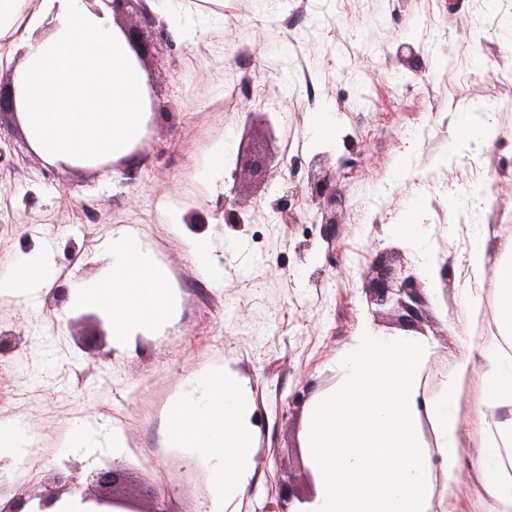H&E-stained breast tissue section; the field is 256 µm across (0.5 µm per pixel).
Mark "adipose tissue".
Returning <instances> with one entry per match:
<instances>
[{
	"label": "adipose tissue",
	"mask_w": 512,
	"mask_h": 512,
	"mask_svg": "<svg viewBox=\"0 0 512 512\" xmlns=\"http://www.w3.org/2000/svg\"><path fill=\"white\" fill-rule=\"evenodd\" d=\"M0 0V62L18 61L17 113L34 150L48 163L74 167L118 161L141 141L151 113L148 77L115 24L105 0ZM479 229L468 263L476 277L494 272L503 303L494 329L475 337L483 379L475 403L470 458L473 495L512 512V269L490 266ZM111 272L72 280L68 307L104 314L113 339L133 336L173 312L169 272L139 234L118 230L108 245ZM56 278L41 250L0 274V293L28 301ZM428 339L363 329L337 357V389L317 395L305 427V446L318 480L313 501L295 512H433L430 476L440 462L455 488L461 456L458 401L473 369L461 357L442 392L420 400ZM252 394L221 366L206 368L181 393L166 430L170 447L185 448L212 474L208 512H226L254 473Z\"/></svg>",
	"instance_id": "ef3b65f1"
}]
</instances>
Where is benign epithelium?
I'll return each instance as SVG.
<instances>
[{"mask_svg": "<svg viewBox=\"0 0 512 512\" xmlns=\"http://www.w3.org/2000/svg\"><path fill=\"white\" fill-rule=\"evenodd\" d=\"M122 32L141 62L154 55L155 46L144 38L137 28L126 27ZM370 300L379 306L389 305L397 312L398 325L406 330L413 329L423 316L425 299L419 291L417 277L406 274V268L398 269L383 266L378 268L369 284ZM123 473L119 469H101L92 475V484L102 501L126 509V512H178L173 495L150 492V507L143 511L136 502L121 499L116 496L114 489L122 480Z\"/></svg>", "mask_w": 512, "mask_h": 512, "instance_id": "obj_1", "label": "benign epithelium"}]
</instances>
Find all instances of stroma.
Returning a JSON list of instances; mask_svg holds the SVG:
<instances>
[{
  "mask_svg": "<svg viewBox=\"0 0 512 512\" xmlns=\"http://www.w3.org/2000/svg\"><path fill=\"white\" fill-rule=\"evenodd\" d=\"M224 0L220 12L185 9L191 39L171 36L133 5L118 16L155 43L162 61L145 63L155 109L133 157L98 167L46 163L28 144L17 114L0 115V271L19 255L49 248L57 278L100 277L107 244L136 228L169 271L178 300L171 322L139 334L134 348L113 344L102 315L66 314L45 300L0 296V421L36 429L45 458L1 460L0 503L59 496L56 472L87 483L100 469H125L120 497L142 487L172 493L179 512H207L210 471L169 447L162 433L178 392L209 366H226L254 395V477L228 512H264L288 494L314 490L304 444L314 397L334 388V361L361 325L399 334L393 312L366 289L378 264L442 277L423 280L420 334L432 346L423 394L437 395L465 352L468 325L460 293L472 286L468 253L478 228L512 237V47L503 34L512 0ZM417 59L401 60L398 45ZM240 85L237 97L226 84ZM262 85L277 101L264 112L251 97ZM498 108L490 145H461L459 112ZM329 113L317 138L311 118ZM229 140L223 188L202 179L211 144ZM266 148L258 179L241 170L242 150ZM329 175L335 200L313 199L308 185ZM481 186L478 207L468 203ZM184 224H164L162 206ZM414 233L401 235L399 225ZM206 236L224 264L210 284L186 242ZM119 428L128 452L74 447L77 426ZM476 476L462 466L454 496L440 467L431 481L436 512H490L475 500Z\"/></svg>",
  "mask_w": 512,
  "mask_h": 512,
  "instance_id": "obj_1",
  "label": "stroma"
}]
</instances>
